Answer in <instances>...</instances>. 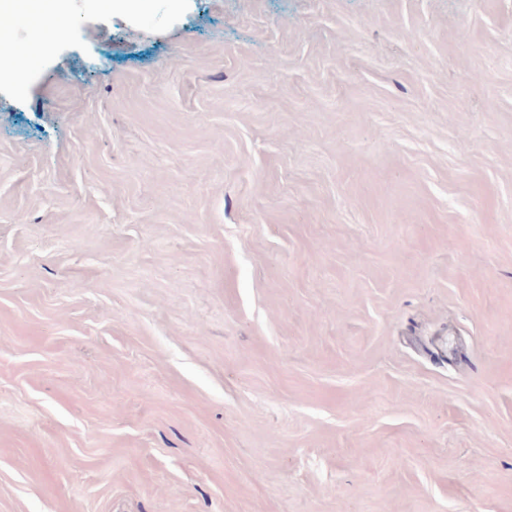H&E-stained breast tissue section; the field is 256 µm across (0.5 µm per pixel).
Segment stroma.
<instances>
[{"label":"stroma","mask_w":512,"mask_h":512,"mask_svg":"<svg viewBox=\"0 0 512 512\" xmlns=\"http://www.w3.org/2000/svg\"><path fill=\"white\" fill-rule=\"evenodd\" d=\"M9 21L0 512H512V0Z\"/></svg>","instance_id":"obj_1"}]
</instances>
